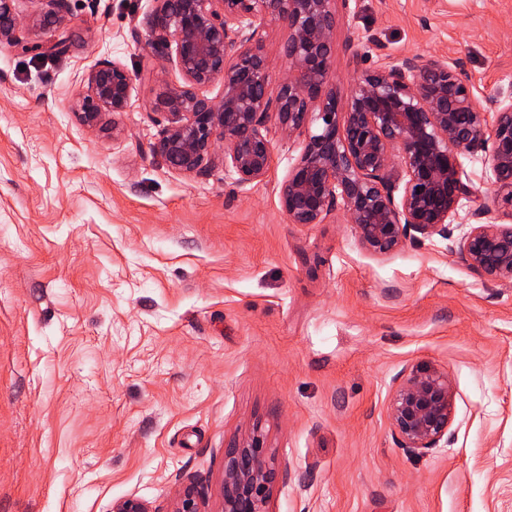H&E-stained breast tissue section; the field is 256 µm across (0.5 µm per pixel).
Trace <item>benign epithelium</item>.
I'll list each match as a JSON object with an SVG mask.
<instances>
[{
    "label": "benign epithelium",
    "mask_w": 512,
    "mask_h": 512,
    "mask_svg": "<svg viewBox=\"0 0 512 512\" xmlns=\"http://www.w3.org/2000/svg\"><path fill=\"white\" fill-rule=\"evenodd\" d=\"M21 0H0V45H19ZM33 23L47 48L65 53L76 31L68 0H45ZM151 35L175 44L183 81L165 84L154 109L168 125L154 151L169 169L204 172L218 143L224 165L239 182L262 180L279 135L301 143L300 157L280 187L293 224H322L343 209L359 242L376 254L399 248L416 232L448 236L466 198L484 219L464 236L467 263L492 281H512V224L499 222L484 198L462 180L459 158L485 153L496 196L512 207V93L479 99L444 58L425 62L402 56L366 69L347 94L336 90V14L333 0H154ZM288 30L283 46L288 75L272 82L262 51L267 23ZM224 85L223 96L206 87ZM132 79L104 61L73 100L82 121L94 126L105 112L128 107ZM400 197H395V191ZM453 394L448 376L424 369L402 380L390 418L402 447L419 453L448 433ZM264 439L255 434L224 449V512H269L275 476L262 463ZM200 491L184 488L175 512H201ZM113 512H152L129 496Z\"/></svg>",
    "instance_id": "obj_1"
}]
</instances>
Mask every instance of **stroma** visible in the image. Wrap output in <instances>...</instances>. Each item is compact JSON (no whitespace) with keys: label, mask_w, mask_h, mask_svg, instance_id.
<instances>
[{"label":"stroma","mask_w":512,"mask_h":512,"mask_svg":"<svg viewBox=\"0 0 512 512\" xmlns=\"http://www.w3.org/2000/svg\"><path fill=\"white\" fill-rule=\"evenodd\" d=\"M153 0H69L55 55L24 16L0 46V512H112L134 495L173 512L195 482L224 508V450L260 431L270 512H512V282L449 238L376 255L343 210L293 224L280 185L301 145L276 139L243 184L216 147L183 175L152 147L157 86L182 75L148 44ZM332 79L402 55L447 58L484 99L512 89V0H335ZM122 64L126 111L87 127L89 69ZM462 179L499 216L483 156ZM447 374L436 448H402L398 383Z\"/></svg>","instance_id":"stroma-1"}]
</instances>
